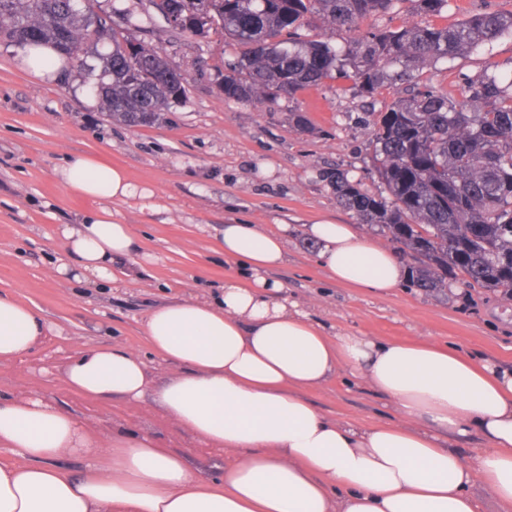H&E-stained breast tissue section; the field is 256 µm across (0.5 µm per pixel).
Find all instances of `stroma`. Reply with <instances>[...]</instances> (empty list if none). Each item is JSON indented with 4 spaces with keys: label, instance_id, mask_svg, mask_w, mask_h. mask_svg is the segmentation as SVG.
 <instances>
[{
    "label": "stroma",
    "instance_id": "1",
    "mask_svg": "<svg viewBox=\"0 0 512 512\" xmlns=\"http://www.w3.org/2000/svg\"><path fill=\"white\" fill-rule=\"evenodd\" d=\"M122 6L130 12L128 31L189 79L187 101L152 126L118 124L102 106H88L74 71L38 82L20 69L18 47L0 41V291L35 306L51 329L23 359L0 363L1 400L36 393L96 433H149L163 447L185 452L194 471L221 472L227 452L194 439L151 401L132 406L82 396L60 373L78 352L118 342L143 358L155 381L171 376L174 366L146 341L144 318L155 306L211 295L239 276L213 237L214 228L234 220L287 225V260L268 277L328 333L428 339L512 371V301L459 285L428 294L404 285L384 296L345 288L331 283L319 262L320 245L306 233L307 225L322 219L354 221L322 171L346 170L368 190L382 192L370 173L368 131L373 113L386 111L394 92L369 100L340 81L273 104L229 100L219 82L235 49L221 34L183 37L162 20L148 22L141 0H123ZM488 67L512 75V36L439 62L420 77L456 98L465 77ZM292 112L306 117L308 132L289 121ZM81 154L122 167L137 188L134 199L111 204L135 240L116 286L63 284L51 274L54 257L65 249L60 226L80 223L94 206L54 176ZM306 396L341 422L372 426L399 418L391 401L344 370Z\"/></svg>",
    "mask_w": 512,
    "mask_h": 512
}]
</instances>
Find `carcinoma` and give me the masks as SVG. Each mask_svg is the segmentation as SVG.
<instances>
[{
  "label": "carcinoma",
  "mask_w": 512,
  "mask_h": 512,
  "mask_svg": "<svg viewBox=\"0 0 512 512\" xmlns=\"http://www.w3.org/2000/svg\"><path fill=\"white\" fill-rule=\"evenodd\" d=\"M96 0H0V36L14 46L51 44L95 85L112 120L156 124L188 98V80L132 35L101 21ZM171 30L212 29L238 49L222 81L224 98L273 103L329 80L363 97L407 85L377 115L368 150L387 196L341 169L321 173L358 223L382 231L407 262L410 286L441 292L454 280L512 299V79L487 70L466 79L460 98L414 82L416 73L512 35V13L481 10L448 27L404 22L362 28L394 4L440 17L448 0H148ZM330 32L339 39L302 34ZM112 35V50L97 45ZM96 63L75 65L76 58Z\"/></svg>",
  "instance_id": "1"
}]
</instances>
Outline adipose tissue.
I'll return each instance as SVG.
<instances>
[{"instance_id": "1", "label": "adipose tissue", "mask_w": 512, "mask_h": 512, "mask_svg": "<svg viewBox=\"0 0 512 512\" xmlns=\"http://www.w3.org/2000/svg\"><path fill=\"white\" fill-rule=\"evenodd\" d=\"M58 177L98 207L63 227L67 254L53 274L116 282L113 264L134 239L106 203L135 186L89 155L72 157ZM307 233L335 284L387 295L406 275L355 225L323 222ZM215 239L251 281L231 278L211 297L147 314L148 342L176 374L155 384L140 356L115 343L77 354L63 379L97 400L152 398L204 444L229 451L223 472L195 474L186 454L149 435H94L37 397L0 401V447L17 457L0 463V512H480L469 492L477 478L512 512V372L430 341L327 335L266 277L284 261L287 225L227 224ZM47 332L34 307L0 291V362L29 354ZM342 369L392 401L399 423L365 427L318 412L305 391ZM470 431L488 445L474 461L444 441ZM66 451L86 458L81 472L58 465Z\"/></svg>"}]
</instances>
